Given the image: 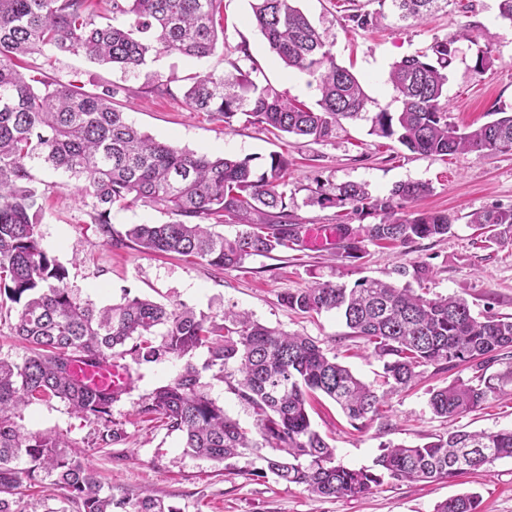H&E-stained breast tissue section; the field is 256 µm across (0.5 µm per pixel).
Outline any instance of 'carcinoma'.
Returning <instances> with one entry per match:
<instances>
[{"mask_svg":"<svg viewBox=\"0 0 512 512\" xmlns=\"http://www.w3.org/2000/svg\"><path fill=\"white\" fill-rule=\"evenodd\" d=\"M298 0H252L253 22L288 69L317 84L321 98L311 109L251 73L233 66L221 75L193 77L185 104L230 126L238 115L269 132L315 142L336 135L343 119H366L369 134L397 139L424 155L479 156L512 151V115L476 128H460L448 116V67L461 40L474 41L468 26L436 39L430 52L394 62L388 81L402 107L367 115L368 97L357 77L336 63L327 32L316 29ZM447 0H376L373 11L346 15L355 29L385 21L412 26ZM112 20L99 22L90 0H0V303L17 305L12 330L26 344L22 362L0 357V512H31L26 491L48 485L63 491L71 512H177L151 495L116 497L96 469L71 450L61 434L27 431L18 419L33 404H64L71 414L97 423L104 447L122 443L112 421L121 393L91 389L71 366H97L127 355L155 362L190 357L204 348L203 369L224 382L252 411L254 431L229 418L199 385L200 369L186 363L172 382L141 399L140 413L161 420L184 437V451L217 464L248 456L257 473L296 484L317 497H364L384 478L399 482L453 481L512 459V430H457L422 446L388 445L372 468L336 462L334 449L316 431L308 412L320 393L352 421L380 413L387 391L407 387L433 365L486 370L500 352L512 350V317L476 316L459 296L427 298L411 281L359 279L353 287L314 281L282 296L288 309L313 315L336 311L349 335L365 341L383 360L377 392L330 357L313 339L270 328L228 309L222 316L169 309L147 298L126 297L98 307L67 282V269L41 242L39 200L46 190L37 172L52 169L77 181L92 199L93 223L106 243L114 241L112 208L149 205L172 217L162 224H133L125 237L139 249L240 268L250 258L299 245L301 225L288 211V158L198 155L158 142L128 124L112 83L87 92L45 75L18 70L21 56L46 51L82 54L101 66L135 69L162 53L202 59L219 42L217 17L223 0H108ZM495 61L489 45L479 51L478 74ZM432 191L426 182H404L386 197L367 185L319 188L310 202L321 207L373 211L377 224L358 230L338 224L340 257L357 259L362 242L406 245L443 236L454 218L440 211L410 210ZM243 226L227 238L205 221ZM468 223L512 233V208L473 212ZM503 376L480 375L478 383L455 380L430 391L439 417H460L503 391ZM480 498L465 493L440 503L436 512H479Z\"/></svg>","mask_w":512,"mask_h":512,"instance_id":"1","label":"carcinoma"}]
</instances>
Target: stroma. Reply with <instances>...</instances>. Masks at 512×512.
I'll return each instance as SVG.
<instances>
[{"instance_id":"stroma-1","label":"stroma","mask_w":512,"mask_h":512,"mask_svg":"<svg viewBox=\"0 0 512 512\" xmlns=\"http://www.w3.org/2000/svg\"><path fill=\"white\" fill-rule=\"evenodd\" d=\"M368 2L300 0L310 21L332 33L337 64L363 83L370 98L368 112L400 109L386 80L393 62L426 51L435 38L469 24L478 26L479 32L476 41L457 45L448 70L449 115L459 126L476 127L491 121L493 111L512 112V27L500 21L498 0H472L474 9L468 13L451 5L411 27L388 24L364 32L346 25L343 17L350 5ZM488 45L496 61L484 73H476L477 51ZM52 63L51 75L65 82L78 81L88 91L108 81L135 89V97L121 101L125 119L158 141L199 154L252 157L259 163L273 153L284 155L290 162L288 208L303 229L333 227L341 220L355 227L378 223L374 214L307 202L319 187L350 182L367 184L380 197L404 181L429 183L432 191L419 201V208L444 211L454 218L450 232L441 237L396 247L364 241L357 259L303 245L270 258H252L240 269L217 271L203 263L122 245L130 225L168 222L167 214L143 204L113 209L116 243L105 245L90 217V199L81 198L58 173L42 171L39 179L50 186L42 201V243L67 268L69 282L82 298L105 306L138 296L208 315L227 309L244 311L266 326L311 337L368 384L375 383L382 363L362 339L349 336L342 318L333 311L314 318L297 314L282 305V294L315 281L351 285L362 278L392 280L398 267L426 265L433 271L423 284L427 297L458 295L474 313L512 317V237L489 240L468 222L469 214L491 205L512 208V151L482 157L422 155L396 140L370 135L365 120L343 122L333 139L310 142L292 135L274 136L242 118L227 127L185 106L182 95L189 77L221 74L237 66L251 72L258 83L316 107L320 98L316 83L305 73L282 67L251 22L250 0H224V42L214 55L201 60L169 53L129 71L74 55H54ZM154 73L168 83L170 94L150 93L149 77ZM124 363L131 381L112 406L113 421L126 433L123 443L102 447L96 439V423L72 416L59 402L29 406L22 419L28 430L67 435L115 495L148 494L177 512H434L448 497L471 491L479 494L482 512H512V459L496 461L486 474H470L456 481L388 480L362 498H319L302 487L253 475L244 461L236 471L221 470L186 454L180 433L168 431L159 420L138 411L141 398L171 382L186 362L170 356L138 363L128 356ZM474 376L469 368L428 367L421 382L389 393L382 414L365 421L359 430L326 398L314 403L311 421L333 446L337 461L352 469L371 466L385 444L422 445L453 430L512 429V385L467 415L447 419L432 414L430 389ZM200 383L230 418L253 428L251 411L224 382L205 371Z\"/></svg>"}]
</instances>
